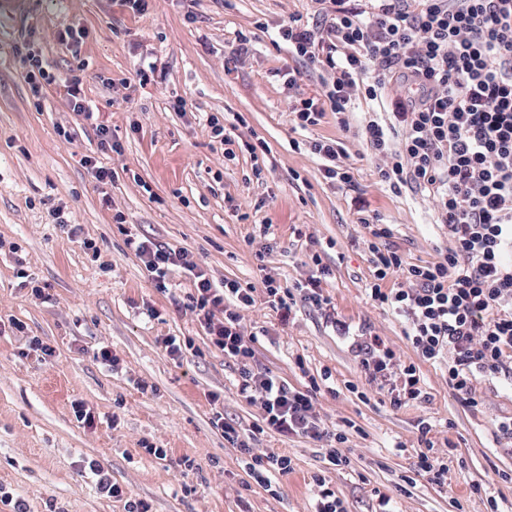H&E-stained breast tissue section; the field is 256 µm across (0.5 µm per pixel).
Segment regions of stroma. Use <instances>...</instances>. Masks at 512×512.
Returning <instances> with one entry per match:
<instances>
[{
	"label": "stroma",
	"instance_id": "stroma-1",
	"mask_svg": "<svg viewBox=\"0 0 512 512\" xmlns=\"http://www.w3.org/2000/svg\"><path fill=\"white\" fill-rule=\"evenodd\" d=\"M316 16L315 0H148L139 13L122 0H0V320L24 326L0 329V487L22 496L29 512H124L123 502L96 492L83 471L87 458L153 512H309L317 474L347 512H373L379 492L394 512H486L490 495L501 512H512V483L497 477L512 471V443L495 433L498 417L512 410L511 382L495 380L474 411L449 388L444 367L423 363L428 401L392 408L369 386L350 341L302 304L285 325L263 305L244 311L246 333L258 335L253 366L294 387L305 374L329 369L316 412L328 427L355 422L340 447L351 463L329 466L317 443L269 433L257 448L291 455L294 469L279 476L278 496L244 492L240 454L214 424L218 411L245 429L258 419L257 407L236 393L238 367L185 311L189 279L158 291L124 245L127 227L188 249L215 281L256 283L265 272L293 284L309 274L307 249L297 239L306 234L331 270L322 287L339 317L352 330L380 336L401 360L413 359L405 319L365 296L372 264L351 199L361 194L392 225L386 244L410 262L436 259L447 241L428 197L380 183L358 134L361 111L346 129L330 114L309 131L294 128V98L314 94L328 74L308 66L287 87L275 73L296 61L276 33L293 19ZM70 28L85 33L79 47L61 40ZM241 34L249 40L244 53ZM27 44L58 72L79 70L97 125L72 112L56 87L33 97L20 62ZM178 98L184 111L172 108ZM213 115L230 127L235 160H225L210 134ZM101 126L120 151L100 150ZM310 137L340 142L355 191L323 178L305 144ZM258 139L266 151L254 159L243 144ZM88 156L112 169L111 184L91 181ZM58 206L99 256L53 224ZM118 211L125 226L113 219ZM258 224L272 225L273 235L254 237ZM21 269L27 279L18 278ZM37 286L44 296L34 294ZM151 308L157 317H148ZM166 336L190 339L181 360L166 354ZM35 338L52 357L32 350ZM106 345L117 369L94 357ZM352 383L357 392L349 391ZM362 390L367 399L359 398ZM76 401L94 411V426L76 420ZM422 418L433 423L430 438L447 456L448 483L421 477L404 490L400 478L415 467ZM148 443L167 449V458L147 455ZM475 484L481 493H472Z\"/></svg>",
	"mask_w": 512,
	"mask_h": 512
}]
</instances>
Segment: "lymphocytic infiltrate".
Segmentation results:
<instances>
[{"label":"lymphocytic infiltrate","mask_w":512,"mask_h":512,"mask_svg":"<svg viewBox=\"0 0 512 512\" xmlns=\"http://www.w3.org/2000/svg\"><path fill=\"white\" fill-rule=\"evenodd\" d=\"M316 22L291 21L279 38L297 60L282 72L295 86L300 64L327 71L320 92L295 99L294 121L301 129L334 114L347 126L354 102L364 100L362 136L377 159L380 182L391 191L421 192L435 202L436 225L450 242L444 254L412 264L386 246L390 225L365 222L371 242L372 278L368 300L406 320L405 338L415 358L405 362L377 336H352L321 283L330 269L318 252L308 255L310 273L295 285L264 276L262 289L235 279L215 284L194 254L146 237L127 234V249L141 261L155 288L167 290L177 274L192 290L185 307L204 328L210 344L238 366L237 394L257 406L252 434L321 443L331 466L346 467L338 447L348 440L352 421L327 429L314 408V395L330 372L308 376L303 387L254 370V350L242 313L264 300L281 320L297 303L321 312L337 335L351 338L361 367L393 408L420 403L427 394L417 361L443 366L448 386L460 401L478 408L480 382L512 380V0H327ZM25 80L34 94L56 86L74 112L94 117L79 76L56 74L44 58L25 55ZM309 150L323 161L324 179L346 189L354 175L337 141L313 138ZM227 442L238 448L248 479L278 496L279 475L293 469L288 454L258 453L245 435L226 423ZM426 443L415 475L444 486L448 466L434 450L432 425L419 419Z\"/></svg>","instance_id":"obj_1"}]
</instances>
